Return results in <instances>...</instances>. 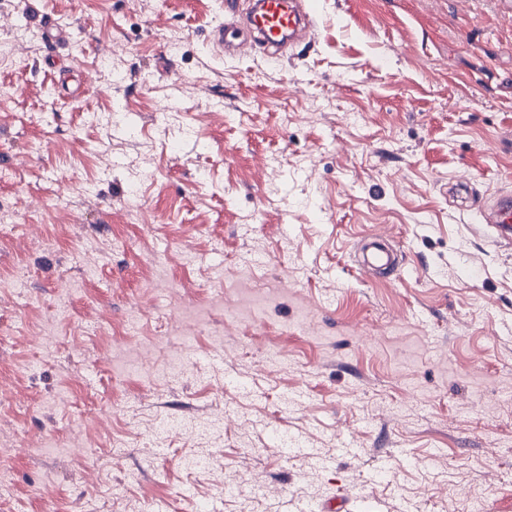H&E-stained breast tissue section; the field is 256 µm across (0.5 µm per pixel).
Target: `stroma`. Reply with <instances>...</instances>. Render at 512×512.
<instances>
[{"mask_svg": "<svg viewBox=\"0 0 512 512\" xmlns=\"http://www.w3.org/2000/svg\"><path fill=\"white\" fill-rule=\"evenodd\" d=\"M0 10V437L64 445L0 462V512H512V248L448 194L512 191V0H315L283 58L215 54L224 0ZM359 258L375 275L390 279L398 277L404 263L388 241L368 235L360 242Z\"/></svg>", "mask_w": 512, "mask_h": 512, "instance_id": "35a3bbf8", "label": "stroma"}]
</instances>
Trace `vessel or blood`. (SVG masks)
I'll return each instance as SVG.
<instances>
[{
  "mask_svg": "<svg viewBox=\"0 0 512 512\" xmlns=\"http://www.w3.org/2000/svg\"><path fill=\"white\" fill-rule=\"evenodd\" d=\"M224 14L226 20L214 34L218 47L231 48L236 39L246 37L275 55L305 41L316 23L306 0H249L245 6L240 0H225ZM449 191L465 195L478 220L491 227L501 243L512 244V195L501 193L489 199L468 191L462 183L453 184ZM359 258L374 274L390 279L398 277L403 266L402 256L388 241L372 236L362 238Z\"/></svg>",
  "mask_w": 512,
  "mask_h": 512,
  "instance_id": "b4317fda",
  "label": "vessel or blood"
}]
</instances>
